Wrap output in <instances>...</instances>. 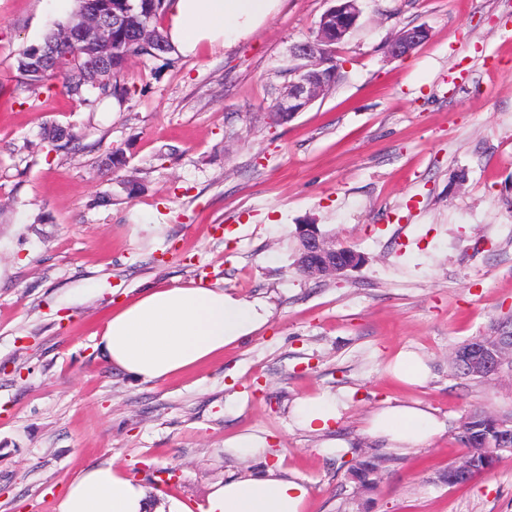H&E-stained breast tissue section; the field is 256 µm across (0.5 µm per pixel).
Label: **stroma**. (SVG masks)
<instances>
[{
    "mask_svg": "<svg viewBox=\"0 0 512 512\" xmlns=\"http://www.w3.org/2000/svg\"><path fill=\"white\" fill-rule=\"evenodd\" d=\"M330 0H279L230 46L130 61L128 98L23 86L19 52L65 17L0 0V512H58L70 482L113 463L152 496L204 505L211 486L277 463L306 512H512V451L449 486L473 410L512 408V380L457 378L449 355L512 314V0H359L338 78L305 111L269 118L296 44ZM426 40L402 58L404 28ZM78 132L53 150L45 128ZM125 167L105 170L110 148ZM139 179L129 194L124 180ZM353 247L357 268L300 274L299 227ZM207 283L267 302L268 324L194 372L145 382L97 346L117 304ZM417 353L429 378L389 371ZM335 395L310 432L298 399ZM444 424L423 446L365 433L388 402ZM265 440L261 454L237 449ZM379 465L371 486L358 461ZM426 33V30L420 27L405 29L400 36L396 34L388 42L386 46L387 53L393 58L411 53L425 39ZM293 414L299 427L312 432L331 429L342 417L336 396L328 395L297 400Z\"/></svg>",
    "mask_w": 512,
    "mask_h": 512,
    "instance_id": "1",
    "label": "stroma"
}]
</instances>
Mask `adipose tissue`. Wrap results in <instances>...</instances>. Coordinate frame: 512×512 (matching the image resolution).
<instances>
[{"label":"adipose tissue","mask_w":512,"mask_h":512,"mask_svg":"<svg viewBox=\"0 0 512 512\" xmlns=\"http://www.w3.org/2000/svg\"><path fill=\"white\" fill-rule=\"evenodd\" d=\"M277 0H172L165 34L180 53L231 44L264 23ZM271 315L262 301H249L217 286H162L117 306L99 343L107 361L143 381H160L221 357L226 347L258 332ZM296 424L319 432L341 419L333 396L305 397L293 409ZM442 423L422 402L386 405L373 412L367 433L390 448H418ZM307 485L280 465L240 475L211 490L204 512H304ZM59 512H189L179 500L157 504L118 467L82 471L66 488Z\"/></svg>","instance_id":"adipose-tissue-1"}]
</instances>
